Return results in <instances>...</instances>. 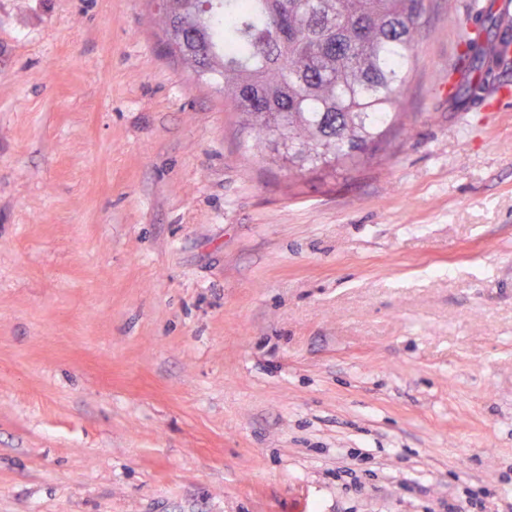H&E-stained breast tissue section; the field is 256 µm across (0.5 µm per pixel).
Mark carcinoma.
Here are the masks:
<instances>
[{
	"instance_id": "cac0c4a2",
	"label": "carcinoma",
	"mask_w": 512,
	"mask_h": 512,
	"mask_svg": "<svg viewBox=\"0 0 512 512\" xmlns=\"http://www.w3.org/2000/svg\"><path fill=\"white\" fill-rule=\"evenodd\" d=\"M426 0H167L161 44L224 108L256 132L270 164L327 173L386 150L415 64ZM484 21L464 43L478 77L461 104L495 80Z\"/></svg>"
}]
</instances>
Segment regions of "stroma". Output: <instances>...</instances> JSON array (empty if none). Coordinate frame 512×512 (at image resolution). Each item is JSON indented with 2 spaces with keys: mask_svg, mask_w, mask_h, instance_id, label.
<instances>
[{
  "mask_svg": "<svg viewBox=\"0 0 512 512\" xmlns=\"http://www.w3.org/2000/svg\"><path fill=\"white\" fill-rule=\"evenodd\" d=\"M478 13L430 0L388 150L329 176L244 152L154 0H0V512L512 488V63L448 99Z\"/></svg>",
  "mask_w": 512,
  "mask_h": 512,
  "instance_id": "35a3bbf8",
  "label": "stroma"
}]
</instances>
